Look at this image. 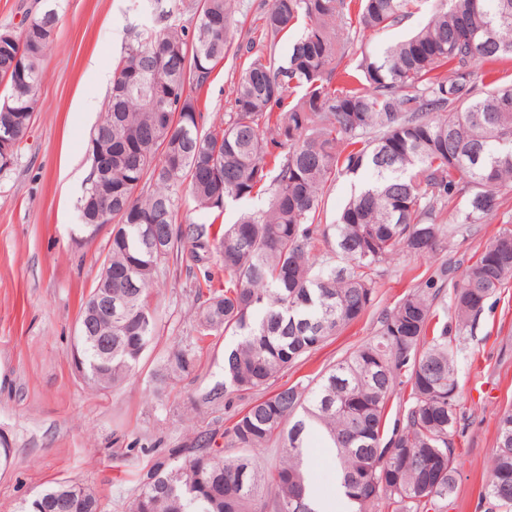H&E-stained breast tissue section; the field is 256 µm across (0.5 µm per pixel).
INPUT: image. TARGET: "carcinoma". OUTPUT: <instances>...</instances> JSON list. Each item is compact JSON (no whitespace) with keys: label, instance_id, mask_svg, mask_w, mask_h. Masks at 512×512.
Returning a JSON list of instances; mask_svg holds the SVG:
<instances>
[{"label":"carcinoma","instance_id":"cac0c4a2","mask_svg":"<svg viewBox=\"0 0 512 512\" xmlns=\"http://www.w3.org/2000/svg\"><path fill=\"white\" fill-rule=\"evenodd\" d=\"M235 0L175 5L159 28L130 36L116 72L106 118L95 142L112 128V212L107 257L112 288L93 287L80 316L101 293H112V323L77 335L83 378L115 387L133 375L158 335L152 290L179 247L196 264L216 259L196 284L200 300L194 346L175 347L172 372L193 370L197 350L218 333L238 337L224 350V381L199 392L192 405L220 409L233 395L270 384L317 350L372 305L374 273L396 253H434L451 228L438 223L458 201V224H480L512 192V83L481 87L476 66L512 59V0H432L427 21L382 54L362 58L357 73L341 68L357 34L390 28L422 0H272L259 39L234 43ZM192 10L193 32L181 23ZM357 18H352V15ZM58 13L37 10L25 31L0 28V113L8 108L30 125L36 96L13 92L21 65L38 87ZM288 55L274 48L293 32ZM244 59L233 83L230 111L199 130L200 93L228 53ZM345 174L354 191L333 224L321 223L328 183ZM269 191L263 209L230 225L180 224L194 207L219 219L230 204ZM147 224L167 236L159 254ZM334 243L346 260L319 257L316 242ZM446 270L385 313L373 339L331 366L313 386L282 389L239 413L215 448L216 433L200 432L170 448L139 473L125 512H329L304 464L308 434L318 431L338 461L337 498L343 512L420 509L456 488L452 448L461 393L458 347L448 322L431 324L438 282ZM512 281V231L486 245L455 289L458 326L472 328L487 301ZM112 335V348L96 337ZM410 387L403 421L387 430L396 387ZM278 443L281 457L266 468L260 454ZM488 512H512V411L499 417ZM80 484L44 487L24 512H107Z\"/></svg>","mask_w":512,"mask_h":512}]
</instances>
